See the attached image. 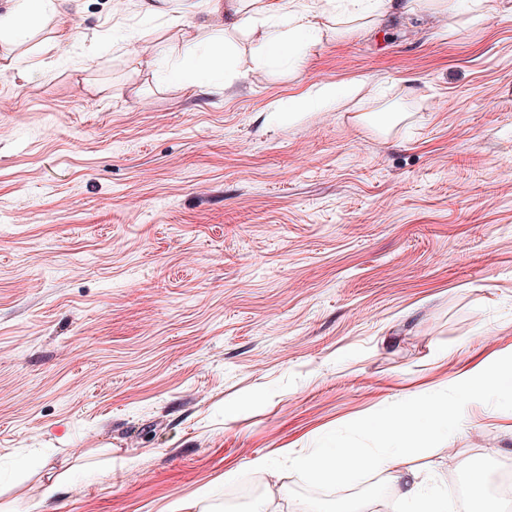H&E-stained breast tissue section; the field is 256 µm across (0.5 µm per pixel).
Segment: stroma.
Returning <instances> with one entry per match:
<instances>
[{
    "mask_svg": "<svg viewBox=\"0 0 512 512\" xmlns=\"http://www.w3.org/2000/svg\"><path fill=\"white\" fill-rule=\"evenodd\" d=\"M474 7L352 26L298 66L230 32L204 92L155 72L208 16L136 0H81L50 71L47 30L0 59L1 504L39 499L44 459L58 512H224L256 456L269 512H332L293 456L512 372V0ZM395 454L430 493L494 481L512 407L476 398ZM359 89L356 84L343 86L340 88L335 87H325L318 93L314 95H309L303 101L297 103L288 101V104H281L278 111L284 112L288 109V112H294L300 108L309 109V110H319L327 106V104L336 100V104L340 99H349L353 98Z\"/></svg>",
    "mask_w": 512,
    "mask_h": 512,
    "instance_id": "1",
    "label": "stroma"
}]
</instances>
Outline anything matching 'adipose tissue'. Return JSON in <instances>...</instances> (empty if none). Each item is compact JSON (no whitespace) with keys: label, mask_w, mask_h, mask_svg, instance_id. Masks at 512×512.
<instances>
[{"label":"adipose tissue","mask_w":512,"mask_h":512,"mask_svg":"<svg viewBox=\"0 0 512 512\" xmlns=\"http://www.w3.org/2000/svg\"><path fill=\"white\" fill-rule=\"evenodd\" d=\"M427 0H344L333 7L331 0H316L312 8L296 10L289 0H199L198 10L212 16L205 42L185 43L180 62L171 69L174 77H183L206 86L219 79L231 63L224 42L226 33L244 31L252 37L251 60H293L322 42L328 32L339 26L364 22L373 26L388 14L415 13L424 10ZM80 0H6L0 9V51L5 54L29 43L45 28H52L55 44L72 39L65 18L78 14ZM512 395V385H505L500 372L489 368L466 373L464 384L450 400L419 396L387 408L376 418L360 422V430L378 440L375 448L345 445L327 449L315 456H299L298 467L311 470L331 484L345 485L357 471L384 474L391 487L399 490L405 501L421 502L425 512H447V495L429 496L418 470L400 468L391 444L414 435L444 434L453 429L460 414L478 395Z\"/></svg>","instance_id":"obj_1"}]
</instances>
